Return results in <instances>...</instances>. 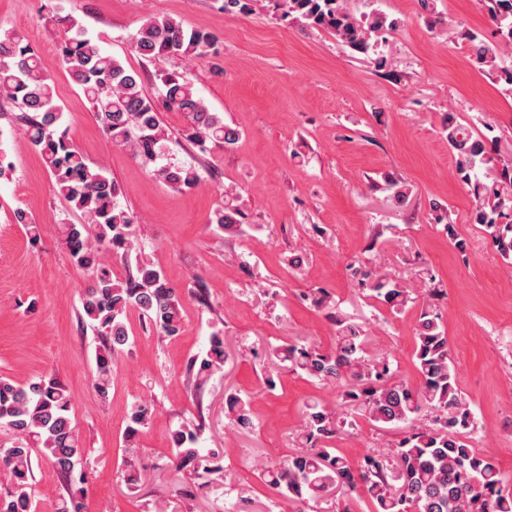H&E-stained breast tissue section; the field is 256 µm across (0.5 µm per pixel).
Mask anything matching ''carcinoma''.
Returning a JSON list of instances; mask_svg holds the SVG:
<instances>
[{"instance_id": "cac0c4a2", "label": "carcinoma", "mask_w": 512, "mask_h": 512, "mask_svg": "<svg viewBox=\"0 0 512 512\" xmlns=\"http://www.w3.org/2000/svg\"><path fill=\"white\" fill-rule=\"evenodd\" d=\"M496 39L469 35L478 67L512 86V69L499 66L506 47L512 48V0H483ZM348 0H277L281 17L303 27L324 28L349 47L376 51L372 39L387 33L394 22L377 9L355 15ZM64 32L59 65L89 104L106 139L128 149L150 175L175 188L195 186L200 175L188 165L162 162L168 135L160 112H180L187 120L185 138L195 144H235L237 129L224 123L197 95L192 82L178 72L161 71L162 90L144 92L140 75L103 51L88 37L83 24L56 13ZM133 50L152 61L218 55L215 37L187 27L170 16L144 18L131 37ZM0 101L18 105L27 139L52 179L54 193L80 215L78 224L58 225L59 237L72 262L88 275L81 296L82 320L100 336L96 352L95 389L108 396L115 356L130 344L129 314L138 312L157 335L174 339L183 328L180 292L155 263L137 254L133 219L119 203V190L101 166L91 164L61 130L63 108L56 85L25 38L0 34ZM448 145L456 152L460 178L472 184L478 201L476 219L502 257L512 265V158L489 147L448 114ZM485 181L472 180L480 170ZM243 213L231 194L214 212L212 223L221 232L240 230ZM125 259V278L114 276L110 257ZM353 275L371 296L398 311L412 300V288L390 279L374 267L354 266ZM442 294L428 290L416 325L413 361L417 379L397 375L389 358L369 355L364 325L339 310L329 293L318 289L312 304L328 311L336 326V344L324 351L301 340L275 347L271 360L336 390L334 405L307 406L298 440L301 451L288 459L257 468L259 477L291 502H318L334 495L335 512H350L353 494L364 488L375 512H512V490L499 468L470 444L476 418L456 383L448 336L438 313ZM229 362L220 330L211 333L206 352L193 359L190 371L200 389ZM154 406L143 401L131 409L125 438L134 441L149 424ZM224 412L239 434L256 429L250 403L237 391L224 392ZM73 404L65 386L42 376L25 384L0 376V428L11 445L0 448V478L13 490L0 498V512H33L29 480L33 476L32 448H42L67 487L59 512H82L83 478L74 475L85 448L72 418ZM362 417L382 430L401 436L367 452L352 464L337 452V440L356 434ZM194 426L172 432L173 456L179 468L203 478L224 480L220 453L198 447Z\"/></svg>"}]
</instances>
